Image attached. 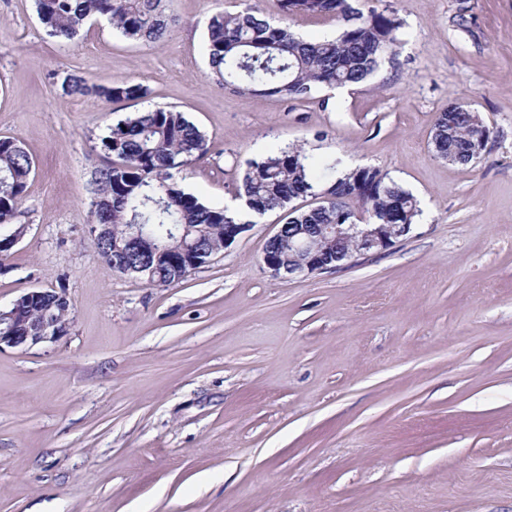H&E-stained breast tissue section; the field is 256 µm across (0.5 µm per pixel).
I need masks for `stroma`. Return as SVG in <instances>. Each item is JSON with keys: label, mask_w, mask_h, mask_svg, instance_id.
<instances>
[{"label": "stroma", "mask_w": 512, "mask_h": 512, "mask_svg": "<svg viewBox=\"0 0 512 512\" xmlns=\"http://www.w3.org/2000/svg\"><path fill=\"white\" fill-rule=\"evenodd\" d=\"M360 5L396 11L397 60L296 102L207 80V22L239 0H167L154 45L100 21L70 46L35 0H0V137L35 163L0 306L62 291L73 319L0 349V512H512V0ZM62 72L147 96L67 94ZM453 103L491 131L476 166L434 155ZM154 106L205 135L182 184L209 205L300 146L388 173L421 215L337 273L272 276L278 210L177 285L113 273L88 236L100 138Z\"/></svg>", "instance_id": "obj_1"}]
</instances>
